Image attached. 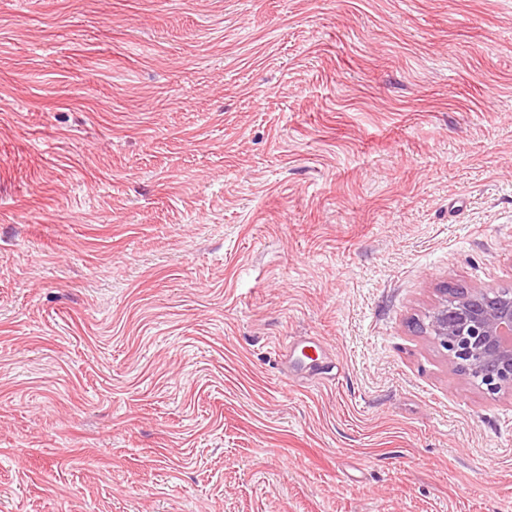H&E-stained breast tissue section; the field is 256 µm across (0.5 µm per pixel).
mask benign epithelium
Wrapping results in <instances>:
<instances>
[{"label": "benign epithelium", "mask_w": 512, "mask_h": 512, "mask_svg": "<svg viewBox=\"0 0 512 512\" xmlns=\"http://www.w3.org/2000/svg\"><path fill=\"white\" fill-rule=\"evenodd\" d=\"M429 329L460 374L512 392L511 289L457 288L432 311Z\"/></svg>", "instance_id": "benign-epithelium-1"}]
</instances>
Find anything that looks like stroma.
I'll return each mask as SVG.
<instances>
[{
	"label": "stroma",
	"mask_w": 512,
	"mask_h": 512,
	"mask_svg": "<svg viewBox=\"0 0 512 512\" xmlns=\"http://www.w3.org/2000/svg\"><path fill=\"white\" fill-rule=\"evenodd\" d=\"M457 285L512 288V0H0V512H512Z\"/></svg>",
	"instance_id": "stroma-1"
}]
</instances>
